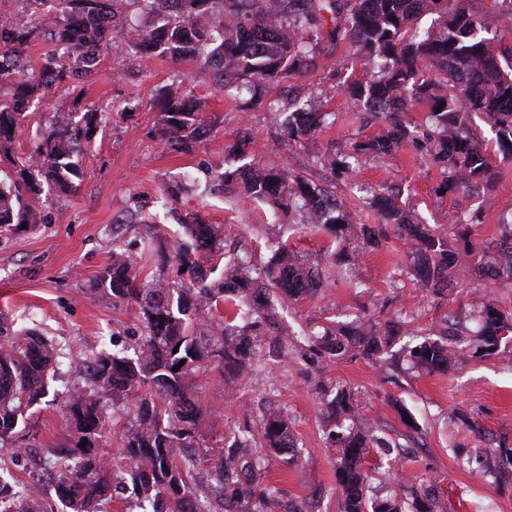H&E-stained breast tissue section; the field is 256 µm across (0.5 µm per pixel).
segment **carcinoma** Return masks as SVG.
<instances>
[{
	"label": "carcinoma",
	"instance_id": "cac0c4a2",
	"mask_svg": "<svg viewBox=\"0 0 512 512\" xmlns=\"http://www.w3.org/2000/svg\"><path fill=\"white\" fill-rule=\"evenodd\" d=\"M29 13L20 24L0 18V155L11 149L28 117L34 97L60 85H84L96 74L101 58L114 51L140 60L153 56L196 58L213 70L222 61L224 79L249 94L242 104L260 100L261 86L315 65L319 42L348 41L366 61L357 79L343 83L347 101L384 119L385 132L353 144L326 160L332 172L354 170L358 158L395 155L407 141L425 152L444 175L449 192L490 191L495 183L491 157L512 162V48L491 37L494 17L472 6L473 0H125L127 7L152 18L142 26L117 17V0H17ZM425 14L437 15L435 26L416 27ZM43 40L54 49L37 61L27 55L30 43ZM158 133L181 144L206 133L198 104L168 86L158 93ZM427 109L426 129L415 136L404 114ZM285 137L301 141L331 124L332 114L312 103L282 111L266 102ZM107 108L84 103L80 118L50 125L35 149L0 180V228L45 224L44 191L71 195L77 190L83 154L100 129ZM492 124L494 138L482 145L469 135L473 117ZM218 182L234 181L254 201L296 213L302 226L324 230L340 249L335 265L351 267L361 251L377 244L376 230L353 222L349 211L327 188L310 183L286 167L244 165L216 172ZM384 222L392 225L410 260L411 274L440 293L467 279L494 281L500 270L512 273V221L499 225L483 252L470 236L481 223L475 212L448 239L383 194L372 197ZM183 237L173 247L177 271L191 286L177 288L160 279L139 282V270L117 245L112 248L93 294L138 306L143 336L133 353L105 349L90 355L75 370L64 408L77 437L65 453L44 458L48 488L70 512H105L118 488L112 471L97 456L106 433L108 410L130 415L120 432L123 454L131 460L129 476L142 512H209L205 500L222 502L224 512H302L283 505L262 485L268 454L295 447L288 415L273 412L259 428L233 434L226 447H199L202 406L190 394V381L209 364L226 374L252 368L263 342V325L277 308L320 293L330 278L317 260L298 257L286 242L271 246L259 260L244 252L224 253L221 226L197 218L182 222ZM161 232L143 237L142 259L159 252ZM224 264L218 280L209 279L211 264ZM477 330L447 318L435 337L400 353L413 369L445 371L455 356L481 359L496 354L512 338V307L484 301L472 309ZM399 328L362 317L323 324L311 330L309 351L321 358L397 362L391 354ZM63 354L34 332L10 333L0 321V442L8 443L28 428L27 411L48 396ZM180 366L175 372L173 367ZM328 396L326 440L336 448L341 488L338 512H406L396 499L370 495L366 456H382L400 443L376 430L356 413L355 393L344 386H320ZM42 486L31 487L0 475V500L11 498L6 512H43ZM414 512H443L429 488L412 490Z\"/></svg>",
	"mask_w": 512,
	"mask_h": 512
}]
</instances>
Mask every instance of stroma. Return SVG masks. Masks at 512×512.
<instances>
[{
	"mask_svg": "<svg viewBox=\"0 0 512 512\" xmlns=\"http://www.w3.org/2000/svg\"><path fill=\"white\" fill-rule=\"evenodd\" d=\"M361 73L349 43L327 41L316 66L267 87V98L279 100L282 108L313 94L322 111L334 115L332 125L300 145L276 143L278 127L265 106L243 108L231 84L191 59L155 56L139 63L116 51L105 56L83 89H53L45 102L31 108L0 171L10 172L12 161L26 157L56 117L73 112L77 99L110 105L114 111L80 158L76 193L44 199L47 223L0 232V321L36 330L64 349L74 365L86 354L111 349L113 341L135 344L142 334L135 305L94 294L96 280L114 244L138 258L145 226L154 222L161 225L166 245H173L182 235L179 220L188 214L223 225L226 251L262 248L278 240L327 261V233L304 228L297 214L278 216L269 204L241 200L237 185L208 177L209 171L246 163L285 166L316 185L334 187L356 222L379 225L381 231L379 247L364 251L353 270L336 272L318 296L281 310L277 324L267 327L268 335L300 341L311 327L362 309L381 322L404 317L392 348L397 354L410 335L443 315H463L484 298H512V288L491 283L458 284L444 299L421 288L406 273V250L394 229L366 204L374 192L388 188L400 206L447 235L480 207L484 213L474 236L481 241L512 216V163H497L492 201L486 206L477 195L445 191L440 169L410 145L388 159L362 158L353 173L339 178L320 165V156L336 153L350 139L385 129L340 91V82ZM174 82L186 98L205 101L211 121L210 132L187 148L154 134L155 95ZM243 134L250 143L238 156L232 147ZM186 174L194 177V185L164 207L165 189ZM260 357L262 369L255 375L227 377L207 369L196 376L193 394L206 410L200 440L217 446L239 428L258 429L267 411L287 412L296 448L271 457L263 478L284 501L305 512H336L340 487L334 450L325 441L322 398L313 385L319 378L357 391L363 416L390 433L406 431L395 408L399 402L419 425L404 453L366 458V469L389 476L384 495L405 497L408 485L424 478L444 498L448 512H512V468L495 478L487 474L495 464L489 444L504 440L512 445V351L459 359L447 370L410 376L394 367L377 369L362 359L301 354L285 359L269 345ZM458 413L476 421L477 430L452 426L449 419ZM29 414L24 436L0 446V464L27 483L41 476L46 449L71 447L75 438L62 401L41 402Z\"/></svg>",
	"mask_w": 512,
	"mask_h": 512,
	"instance_id": "35a3bbf8",
	"label": "stroma"
}]
</instances>
